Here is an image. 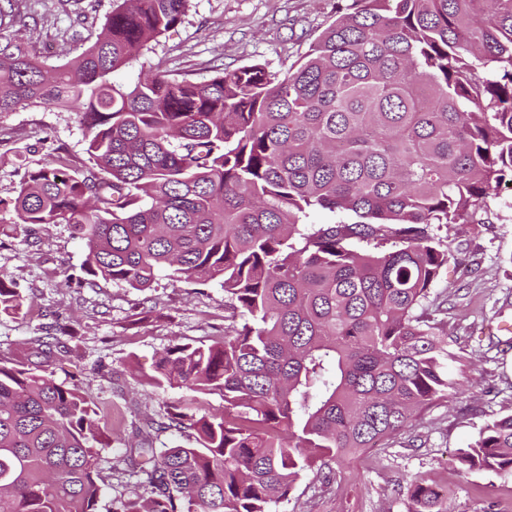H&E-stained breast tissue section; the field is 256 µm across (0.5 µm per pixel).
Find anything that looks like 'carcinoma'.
I'll return each instance as SVG.
<instances>
[{
	"mask_svg": "<svg viewBox=\"0 0 512 512\" xmlns=\"http://www.w3.org/2000/svg\"><path fill=\"white\" fill-rule=\"evenodd\" d=\"M189 0H119L62 65L0 39V113L75 115L93 168L58 156L0 195L30 229L65 224L94 278L160 276L224 288V337L181 344L150 383L224 398L146 422L196 445L145 440L129 464L150 490L114 512H273L299 477L328 483L368 448L457 395L447 308L430 290L452 257L435 230L512 186V0H346L285 73L262 64L198 83L113 74L180 24ZM315 210L350 224H307ZM25 299L0 274V313ZM0 365V512H97L108 420L34 336ZM466 471L512 474V414L458 449ZM410 512H445L406 487Z\"/></svg>",
	"mask_w": 512,
	"mask_h": 512,
	"instance_id": "cac0c4a2",
	"label": "carcinoma"
}]
</instances>
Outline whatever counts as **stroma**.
<instances>
[{"label":"stroma","instance_id":"obj_1","mask_svg":"<svg viewBox=\"0 0 512 512\" xmlns=\"http://www.w3.org/2000/svg\"><path fill=\"white\" fill-rule=\"evenodd\" d=\"M339 0H190L184 21L114 75L134 82L141 69L161 66L210 78L213 66L235 69L256 62L283 73L336 17ZM25 25H2L0 37L26 42L40 59L62 64L94 40L115 0H17ZM88 164L83 132L70 112L33 107L0 114V193L52 157ZM481 226L449 225L443 238L456 255L434 286L447 298L448 349L466 369L464 394L426 410L414 430L378 449L366 465L345 467L324 485L298 480L276 512H409L401 488L413 478L448 489V512H512V475L487 470L460 473L455 454L473 442L493 417L512 412V351L491 349L499 321L512 319V187L488 198ZM85 247L65 225L33 235L0 223V273L26 299L21 314H0V363L27 339L66 323L67 352L52 358L57 382L79 384L99 412L111 414L95 450L102 495L98 512L113 501L147 496L130 472L127 450L147 419L169 406L202 415L224 411L221 395L158 388L148 382L158 356L171 345L208 344L224 335V290L159 278L141 292L112 282L88 281Z\"/></svg>","mask_w":512,"mask_h":512}]
</instances>
